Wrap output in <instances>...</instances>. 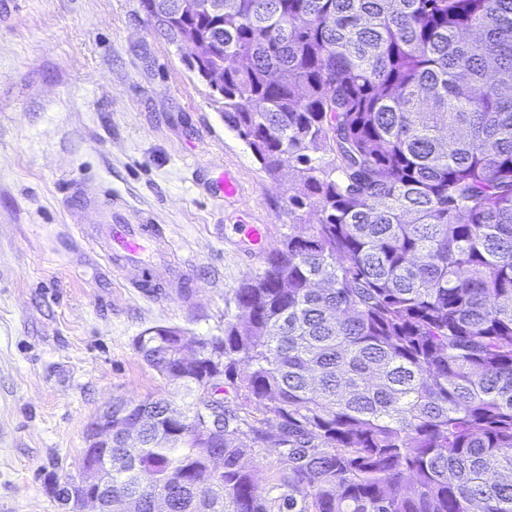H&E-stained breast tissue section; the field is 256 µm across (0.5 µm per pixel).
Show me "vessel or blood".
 I'll list each match as a JSON object with an SVG mask.
<instances>
[{"instance_id": "obj_1", "label": "vessel or blood", "mask_w": 512, "mask_h": 512, "mask_svg": "<svg viewBox=\"0 0 512 512\" xmlns=\"http://www.w3.org/2000/svg\"><path fill=\"white\" fill-rule=\"evenodd\" d=\"M63 199L67 211L72 216L90 211L97 224L102 225L101 235L92 236V243L114 264L139 272L135 285L138 288L154 287L151 278L154 267L167 266V245L160 229L140 219L130 223L119 219L117 212L125 205L124 199L111 190H103L101 195H86L79 183L68 182L63 187ZM169 284H179L185 278V271L179 266H167Z\"/></svg>"}]
</instances>
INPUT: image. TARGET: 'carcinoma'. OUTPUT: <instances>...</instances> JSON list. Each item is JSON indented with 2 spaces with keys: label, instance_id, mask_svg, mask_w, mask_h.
<instances>
[{
  "label": "carcinoma",
  "instance_id": "cac0c4a2",
  "mask_svg": "<svg viewBox=\"0 0 512 512\" xmlns=\"http://www.w3.org/2000/svg\"><path fill=\"white\" fill-rule=\"evenodd\" d=\"M140 4L170 42L211 43L224 125L317 222L234 289L224 335L136 338L184 402L112 404L140 423L134 448L113 433L112 494L127 512H512V0Z\"/></svg>",
  "mask_w": 512,
  "mask_h": 512
}]
</instances>
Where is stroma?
Returning a JSON list of instances; mask_svg holds the SVG:
<instances>
[{
  "label": "stroma",
  "mask_w": 512,
  "mask_h": 512,
  "mask_svg": "<svg viewBox=\"0 0 512 512\" xmlns=\"http://www.w3.org/2000/svg\"><path fill=\"white\" fill-rule=\"evenodd\" d=\"M184 56L139 0H0V512H59L44 478L75 473L94 418L175 395L135 339L223 335L234 289L265 265L238 225H267L274 250L315 221L289 216ZM225 169L239 193L218 200L207 184ZM67 179L151 217L185 287L132 288L67 217Z\"/></svg>",
  "instance_id": "stroma-1"
}]
</instances>
